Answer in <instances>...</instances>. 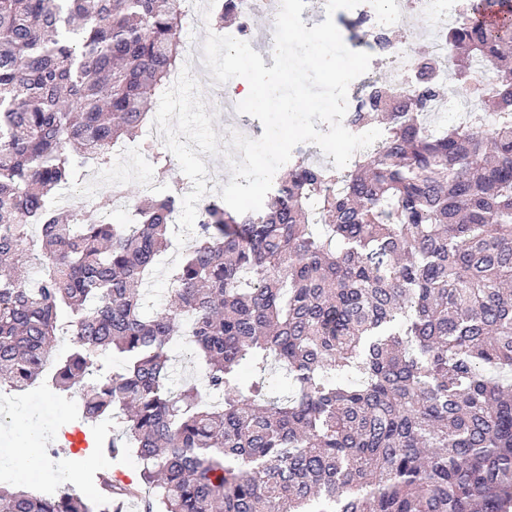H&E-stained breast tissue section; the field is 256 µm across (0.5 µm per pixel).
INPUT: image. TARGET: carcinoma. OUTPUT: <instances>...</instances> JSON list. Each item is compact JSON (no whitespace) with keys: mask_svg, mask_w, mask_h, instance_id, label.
Wrapping results in <instances>:
<instances>
[{"mask_svg":"<svg viewBox=\"0 0 512 512\" xmlns=\"http://www.w3.org/2000/svg\"><path fill=\"white\" fill-rule=\"evenodd\" d=\"M464 0L409 91L373 83L345 122L386 121L348 171L300 152L257 212L204 205L142 311L182 189L61 214L60 191L151 121L183 56L181 0H0V389L43 384L103 427L125 415L145 512H512V22ZM480 104L428 127L448 77ZM171 159L153 151L154 180ZM72 337L56 355L54 340ZM181 336L202 387L175 390ZM121 359L103 371L101 355ZM285 370L268 396L249 363ZM0 512H94L0 485Z\"/></svg>","mask_w":512,"mask_h":512,"instance_id":"cac0c4a2","label":"carcinoma"}]
</instances>
